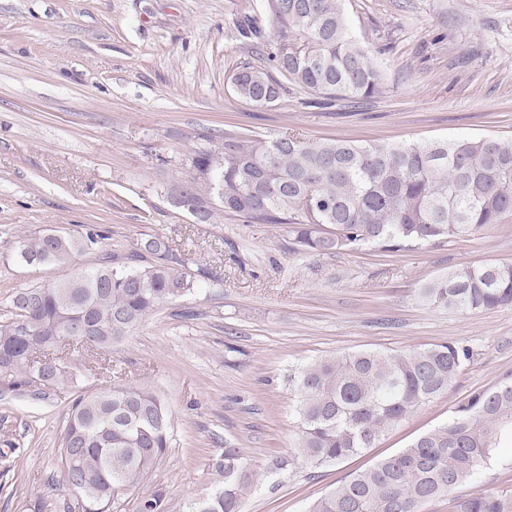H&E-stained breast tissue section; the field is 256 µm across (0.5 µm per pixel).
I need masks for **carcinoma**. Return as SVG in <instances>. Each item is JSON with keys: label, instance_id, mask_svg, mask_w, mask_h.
Here are the masks:
<instances>
[{"label": "carcinoma", "instance_id": "cac0c4a2", "mask_svg": "<svg viewBox=\"0 0 512 512\" xmlns=\"http://www.w3.org/2000/svg\"><path fill=\"white\" fill-rule=\"evenodd\" d=\"M272 37L259 63L230 76L238 97L272 106L285 90L276 71L316 104L369 100L381 94L382 72L349 34L344 0H260L235 20L243 35ZM190 176L172 188L200 223L224 210L253 224H282L296 250L315 256L364 245L395 249L495 229L512 215V139L480 137L369 145L351 140L304 142L295 135L267 139L226 131L190 159ZM96 229L74 237L44 233L20 242L28 265L67 264L97 246ZM144 266L102 263L64 279L16 293L0 321V375L20 389L58 387L72 373L63 354L80 346L112 351L164 303L191 291L188 272L169 241L149 235L133 251ZM425 303L457 313L512 304V263L465 266L420 289ZM82 339L61 342L81 322ZM470 348L448 341L389 353L357 351L298 364L296 436L276 470L298 463L335 465L374 447L422 404L448 390L470 360ZM173 422L154 390L114 380L77 390L59 440L56 483L77 491V512H118L117 491L147 484L171 445ZM506 438L512 440V380L474 393L447 423L415 437L398 452L349 475L309 512H424L470 479ZM220 476L184 512H241L243 494L257 485L242 450L227 445ZM143 507L171 512L166 493L143 494ZM141 507V508H143ZM134 507V512H141ZM454 512H512V493H478Z\"/></svg>", "mask_w": 512, "mask_h": 512}]
</instances>
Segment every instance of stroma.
Returning a JSON list of instances; mask_svg holds the SVG:
<instances>
[{
  "label": "stroma",
  "mask_w": 512,
  "mask_h": 512,
  "mask_svg": "<svg viewBox=\"0 0 512 512\" xmlns=\"http://www.w3.org/2000/svg\"><path fill=\"white\" fill-rule=\"evenodd\" d=\"M249 0H0V320L16 292L123 262L137 241L169 239L189 269H207L186 296L137 325L106 360L69 355L78 387L141 382L173 421L171 447L149 487L175 512L209 492L224 444L259 476L241 512H309L350 473L446 423L475 392L512 377V305L471 314L416 297L466 264L512 263V219L486 233L398 251L296 252L284 226L217 211L202 224L175 205L172 185L210 138L239 131L367 144L512 138V0H346L352 36L382 71L380 96L357 108L316 106L287 87L258 107L229 77L254 61L234 28ZM96 226L99 248L66 265L30 266L21 238ZM455 341L471 359L447 392L421 405L376 446L338 465L272 463L293 444L289 369L357 350L397 352ZM68 399L56 388L14 390L0 376V512L41 498L64 512L58 469ZM512 493V447L498 449L451 498Z\"/></svg>",
  "instance_id": "stroma-1"
}]
</instances>
